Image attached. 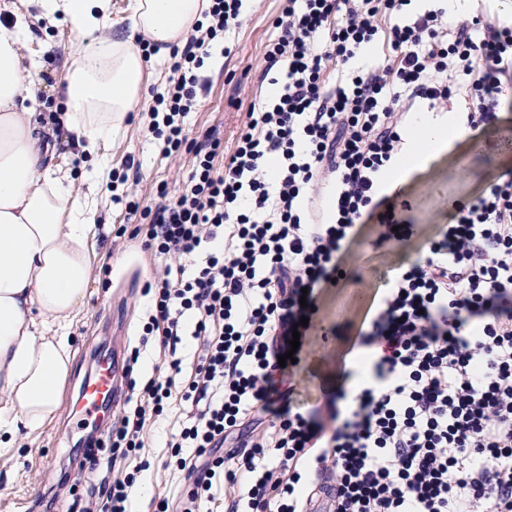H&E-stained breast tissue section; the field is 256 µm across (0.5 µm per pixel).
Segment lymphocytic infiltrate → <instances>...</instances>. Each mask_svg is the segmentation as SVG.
<instances>
[{
  "label": "lymphocytic infiltrate",
  "instance_id": "obj_1",
  "mask_svg": "<svg viewBox=\"0 0 512 512\" xmlns=\"http://www.w3.org/2000/svg\"><path fill=\"white\" fill-rule=\"evenodd\" d=\"M241 2L209 0L149 108L163 157L188 153L191 171L176 190L160 185L155 204L129 201L140 222L116 235L158 258L193 259L148 284L142 338L176 345L189 316L200 352L182 386L180 359L165 360L167 376L149 378L110 426V455H87L99 512H129L135 477H112V466L182 401L187 420L168 442L192 481L181 512H202L239 478L245 512H317L323 499L328 512H512L511 173L458 204L425 258L377 291L352 340L377 352L356 394L327 391V423L297 412L259 428L304 353L283 366L278 357L307 335L300 320L338 278L361 224L376 219L381 244L416 233L381 176L418 112L458 106L470 127L485 126L512 91V23L484 11L413 15V0H281L262 69L276 94L249 105L231 149L212 131L188 141L199 51L239 25ZM378 40L383 63L355 67ZM242 428L253 436L220 455Z\"/></svg>",
  "mask_w": 512,
  "mask_h": 512
}]
</instances>
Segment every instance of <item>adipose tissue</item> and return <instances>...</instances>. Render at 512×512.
Wrapping results in <instances>:
<instances>
[{
    "label": "adipose tissue",
    "mask_w": 512,
    "mask_h": 512,
    "mask_svg": "<svg viewBox=\"0 0 512 512\" xmlns=\"http://www.w3.org/2000/svg\"><path fill=\"white\" fill-rule=\"evenodd\" d=\"M48 19L63 17L79 35L66 58L61 125L90 158L88 193L71 192L61 168L43 165L25 82L42 67L23 56V14L0 24V448L50 425L71 370L69 329L91 284L94 194L111 169L107 145L137 107L146 64L141 33L164 59L202 21L206 0H131L133 35H102L110 0H30ZM462 134L453 120L422 117L407 151L386 173L389 188L446 152Z\"/></svg>",
    "instance_id": "ef3b65f1"
}]
</instances>
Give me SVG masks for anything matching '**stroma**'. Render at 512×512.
Segmentation results:
<instances>
[{"label":"stroma","mask_w":512,"mask_h":512,"mask_svg":"<svg viewBox=\"0 0 512 512\" xmlns=\"http://www.w3.org/2000/svg\"><path fill=\"white\" fill-rule=\"evenodd\" d=\"M279 0H243L238 28L229 37L211 43L199 74L205 80L198 106L187 118V137L196 139L210 128L218 129L224 144H231L243 117V106L267 95L260 80L263 52L276 31L273 21ZM30 37L23 55L41 56L44 65L28 79L27 88L44 117L62 109L61 86L65 77L67 50L77 38L70 26L51 25L30 16ZM145 92L126 121V129L109 147L113 163L130 155L139 166L138 181L101 187L95 226L93 279L81 315L71 327L72 367L63 387L55 421L36 437L20 440L13 455L0 458V512H44L48 499H55L54 512H66L73 504L98 498V482L81 468L86 449L84 428L71 420L73 402L85 378L93 373L99 352H138L132 373L144 383L162 365L165 352L156 344L141 345L152 282L157 266L149 254L138 249L113 247L120 224L126 221L127 192L141 204H150L161 182L185 179L191 170L189 157L174 161L159 152L158 144L145 133L148 109L155 94L164 92L172 76L169 62L147 59ZM494 125L469 130L447 153L413 173L399 199L409 207L418 233L401 243L378 244L373 225H363L344 256L357 268L360 282L349 279L316 293L317 312L306 338L308 357L295 378V391L288 403H277L265 414V424L275 423L284 408L321 419L325 416V392L332 387L353 393L363 380L349 351V335L360 327L373 296L393 271L422 257L425 240L438 235L451 222L458 203L478 196L487 185L512 172V150L503 143L512 134V98L501 99ZM173 419L159 417L147 430L148 446L139 454L118 460V468L136 475L130 493L131 512H154L157 502L177 507L192 482L182 479L170 466L166 446Z\"/></svg>","instance_id":"1"}]
</instances>
